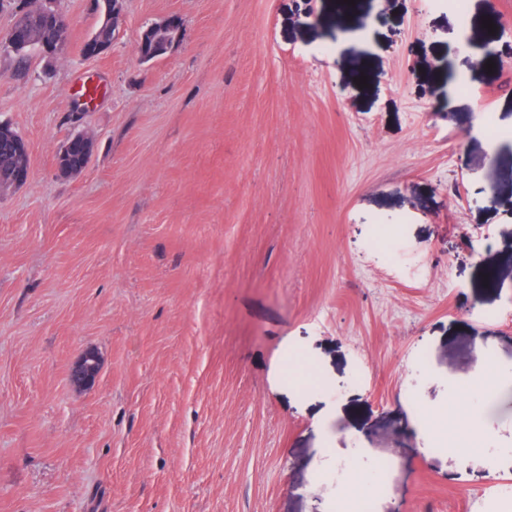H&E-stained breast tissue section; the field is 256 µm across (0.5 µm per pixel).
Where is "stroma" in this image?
<instances>
[{"mask_svg":"<svg viewBox=\"0 0 512 512\" xmlns=\"http://www.w3.org/2000/svg\"><path fill=\"white\" fill-rule=\"evenodd\" d=\"M56 4L59 58L0 52L31 155L0 192V512H336L381 462L372 512H512V0H126L94 59L89 0ZM490 361L496 449L463 457L418 423ZM184 35V23L182 18L176 14H170L146 25L138 40V47L141 49L145 44L151 42L153 49L148 52L139 51V58L143 62L156 61L167 55L178 45ZM93 149V140L83 131H75L64 142L58 152V169L68 174L82 172L90 162ZM100 373V360L93 350H85L72 367L71 381L79 387H92Z\"/></svg>","mask_w":512,"mask_h":512,"instance_id":"stroma-1","label":"stroma"}]
</instances>
